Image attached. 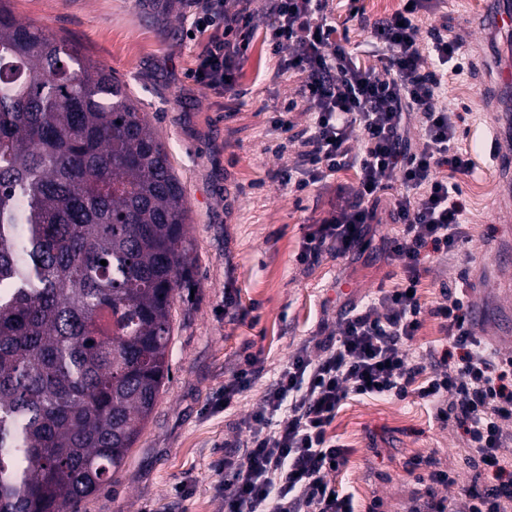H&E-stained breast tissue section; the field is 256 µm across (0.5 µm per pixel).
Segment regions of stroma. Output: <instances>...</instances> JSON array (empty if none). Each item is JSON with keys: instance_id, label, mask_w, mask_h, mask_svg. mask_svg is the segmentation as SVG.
Returning <instances> with one entry per match:
<instances>
[{"instance_id": "35a3bbf8", "label": "stroma", "mask_w": 512, "mask_h": 512, "mask_svg": "<svg viewBox=\"0 0 512 512\" xmlns=\"http://www.w3.org/2000/svg\"><path fill=\"white\" fill-rule=\"evenodd\" d=\"M488 0H440L422 16V31L447 24L472 55L450 80V105L469 106L460 147L477 164L463 181L470 259L431 257L418 295L424 307L442 302L443 288L460 290L477 331L503 353L512 352V211L489 157L497 113L512 102L487 95L497 62L512 39L488 30ZM16 19L77 42L84 54L127 86L165 145L185 187L187 230L195 266L189 286L174 295L169 378L158 404L115 482L83 500L78 512H219L224 447L245 444L241 421L255 411L281 367L305 341L336 331L340 314L379 289L402 282L400 262L387 259L384 238L393 224H376L365 250L319 264L299 262L304 235L337 202V187L356 181L348 169L327 182L292 192L280 174L297 158L274 122L301 79L270 75L276 65L257 18L236 92L204 89L191 78L198 47L182 38L179 0H11ZM263 371L229 409L217 407L242 348ZM348 450L336 484L357 512H403L425 493L419 458H431L456 483L438 488L454 496L480 469L453 424L434 419L418 399L358 397L331 426Z\"/></svg>"}]
</instances>
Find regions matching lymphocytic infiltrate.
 <instances>
[{
  "mask_svg": "<svg viewBox=\"0 0 512 512\" xmlns=\"http://www.w3.org/2000/svg\"><path fill=\"white\" fill-rule=\"evenodd\" d=\"M194 36L207 42L191 75L205 89L231 92L249 48L258 11L269 16L273 78L296 71L302 78L290 108L312 120L300 133L301 150L284 178L295 191L355 169L354 185L339 187L336 207L305 235L298 253L312 265L324 253L343 257L361 250L381 203L398 231L384 251L404 274L399 288L380 289L370 303L353 306L337 335L318 339V356L298 348L243 421L249 433L245 460L224 455L222 512H355L351 495L330 479L346 464V450L328 429L353 397L417 396L435 414L462 429L483 467L484 481L454 499L435 487L454 485L444 470L427 474L434 489L412 497L406 512H507L512 471L501 459L512 449V354L478 336L462 298L445 290L444 303L424 308L416 294L430 255L455 257L470 240L460 181L476 170L457 144L464 117L443 100L449 78L462 73V44L447 28L421 34L418 16L433 0H403L391 15L362 18L376 66L366 67L340 43L327 0H186ZM421 147H413L411 121ZM359 136V149L349 144ZM439 320L457 351L427 362L408 344L423 315Z\"/></svg>",
  "mask_w": 512,
  "mask_h": 512,
  "instance_id": "1",
  "label": "lymphocytic infiltrate"
}]
</instances>
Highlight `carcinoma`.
I'll use <instances>...</instances> for the list:
<instances>
[{
	"mask_svg": "<svg viewBox=\"0 0 512 512\" xmlns=\"http://www.w3.org/2000/svg\"><path fill=\"white\" fill-rule=\"evenodd\" d=\"M0 0V512H74L169 376L185 191L126 86ZM106 261L103 266L100 261Z\"/></svg>",
	"mask_w": 512,
	"mask_h": 512,
	"instance_id": "obj_1",
	"label": "carcinoma"
}]
</instances>
